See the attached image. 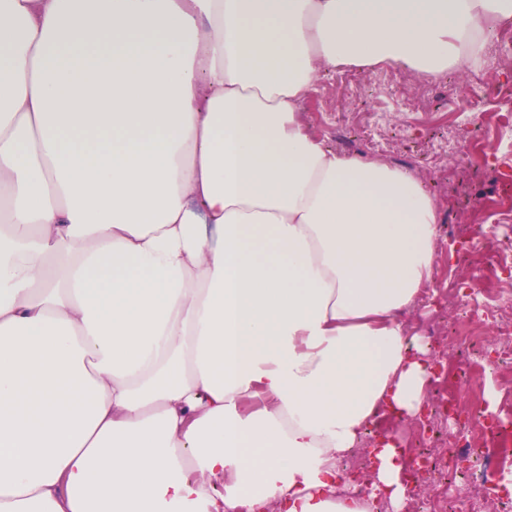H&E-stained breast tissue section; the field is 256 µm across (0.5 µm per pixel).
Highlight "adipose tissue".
I'll return each mask as SVG.
<instances>
[{"label":"adipose tissue","instance_id":"1","mask_svg":"<svg viewBox=\"0 0 512 512\" xmlns=\"http://www.w3.org/2000/svg\"><path fill=\"white\" fill-rule=\"evenodd\" d=\"M512 0H0V512H370L432 369L438 205L319 75L466 70Z\"/></svg>","mask_w":512,"mask_h":512}]
</instances>
